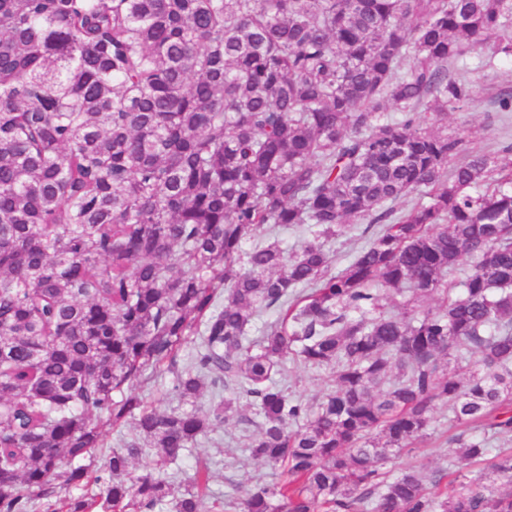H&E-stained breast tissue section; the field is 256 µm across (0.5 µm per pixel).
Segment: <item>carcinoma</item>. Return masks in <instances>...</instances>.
Segmentation results:
<instances>
[{
    "instance_id": "1",
    "label": "carcinoma",
    "mask_w": 512,
    "mask_h": 512,
    "mask_svg": "<svg viewBox=\"0 0 512 512\" xmlns=\"http://www.w3.org/2000/svg\"><path fill=\"white\" fill-rule=\"evenodd\" d=\"M477 50L512 59V0H0V512L73 486L65 512H200L209 468H168L227 393L286 475L245 512H512V144L426 128L473 100L449 69ZM269 224L309 237L244 250ZM405 291L436 306L382 310ZM289 359L330 388L289 394ZM440 404L477 469L384 470ZM360 224H352L345 233L336 237L329 244L333 251V269H343L351 260L356 250L365 244V239L360 238ZM145 393L148 400L160 411L177 405L173 398L172 377L169 373L160 374Z\"/></svg>"
}]
</instances>
